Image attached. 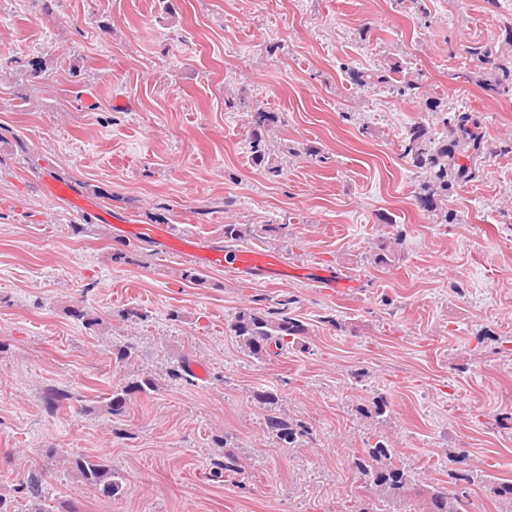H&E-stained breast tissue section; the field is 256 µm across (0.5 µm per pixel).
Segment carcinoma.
<instances>
[{
    "instance_id": "1",
    "label": "carcinoma",
    "mask_w": 512,
    "mask_h": 512,
    "mask_svg": "<svg viewBox=\"0 0 512 512\" xmlns=\"http://www.w3.org/2000/svg\"><path fill=\"white\" fill-rule=\"evenodd\" d=\"M402 72L399 65L376 71L349 70L352 84L365 86H395L401 95H411L418 89L415 80L395 75ZM494 85L499 94L512 97V60H502L494 65ZM279 121L278 113L270 112L261 105L247 113L249 128V150L253 163L263 168L271 177L282 173V163L277 161L269 147V133ZM443 125L450 126L449 134L438 137L422 122L414 123L406 132L401 144L402 157L408 163L426 172V179L419 185L416 201L423 210L437 212L448 218V191L454 184L478 176L480 160L483 158L481 133L475 131L477 121L467 112L453 119L443 118ZM254 233L247 224L224 225V240L237 241ZM400 237L389 243H381L374 261L388 265L395 254ZM289 301L277 310L249 307L240 310L231 324V330L241 351L260 359L270 348L288 351L301 344L306 333L304 325L289 316ZM157 389L154 378L145 375L133 378L112 391L107 399L105 411L113 417L127 412L132 397L148 395ZM269 434L280 443L295 448L311 438V429L304 423L287 420L275 415L266 419ZM393 449L383 439L362 450L355 457L354 465L362 475L365 489L371 494L382 493L386 504H400L415 482L414 473L404 465L392 460ZM70 467L82 481L103 494L112 496L121 488V477L100 457L81 456L68 460ZM429 512H467V496L446 487H436L429 493Z\"/></svg>"
}]
</instances>
